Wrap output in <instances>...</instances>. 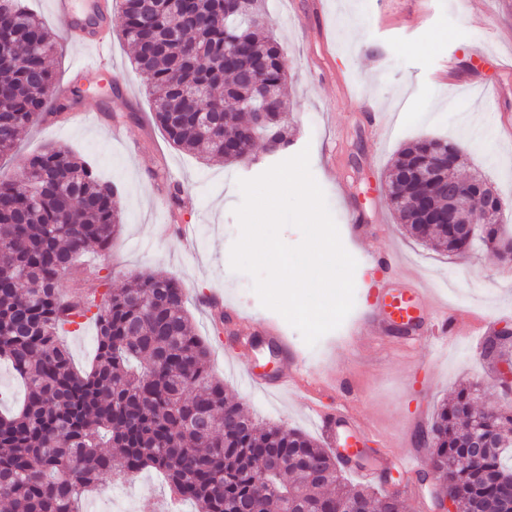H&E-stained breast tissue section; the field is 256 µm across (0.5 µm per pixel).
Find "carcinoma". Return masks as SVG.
<instances>
[{"label":"carcinoma","instance_id":"obj_1","mask_svg":"<svg viewBox=\"0 0 512 512\" xmlns=\"http://www.w3.org/2000/svg\"><path fill=\"white\" fill-rule=\"evenodd\" d=\"M262 0H119L120 33L147 78L154 123L177 148L232 164L256 140L292 145L284 49L268 31ZM0 156L32 125L62 120L51 57L54 34L26 0H0ZM264 113L256 137L247 134ZM420 138L402 146L387 195L413 238L458 254L457 225L438 224L448 198L416 207L409 177L426 158ZM25 178L0 181V360L26 387L20 407L0 414V502L7 512H81L82 495L104 475L163 473L174 497L195 512H402L396 494L344 482L338 457L306 435L256 421L226 396L210 371L184 289L162 272L135 277L101 303L65 300L63 279L90 248L104 250L122 223L111 184L70 150L50 148L24 162ZM91 320L90 370H74L59 333ZM476 397L458 389L426 433L430 465L459 512H512V405L472 427Z\"/></svg>","mask_w":512,"mask_h":512}]
</instances>
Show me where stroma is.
<instances>
[{
  "instance_id": "1",
  "label": "stroma",
  "mask_w": 512,
  "mask_h": 512,
  "mask_svg": "<svg viewBox=\"0 0 512 512\" xmlns=\"http://www.w3.org/2000/svg\"><path fill=\"white\" fill-rule=\"evenodd\" d=\"M27 2L57 35L52 63L58 81L70 88L61 104L96 117L27 130L18 154L0 157V177L22 179L24 156L63 146L115 183L123 211L110 251L83 255L76 276L62 282L65 294L99 296L153 272L175 277L197 334L210 346L212 374L259 422L316 439L311 404L333 409L345 400L375 429L360 445L367 456L376 460L390 449L412 448L419 472L428 471L429 453L418 435L459 385L478 388L480 407L500 401L496 369L481 350L493 327L512 325V265L482 245L455 256L409 237L387 199L384 174L407 141L444 136L459 142L466 158L462 174L492 184L503 205L502 223L512 231V0H267L288 60L283 94L293 144L278 153L257 145L248 161L231 165L186 153L167 140L152 120L146 78L133 70V50L121 35L112 40L111 77H97V90H88L87 76L71 70L79 53L66 48L52 0ZM76 86L87 89V96L74 98ZM357 97L385 113V124H372L354 105ZM129 112L136 119L126 125L128 139H113L110 114ZM305 148L342 244L357 261L354 314L369 308L371 289L385 277L372 255L388 256L397 270L418 276L461 324L451 343L407 349L392 336L354 340L346 320L307 345L279 313L261 305L251 278L231 269L230 250L240 234L233 213L241 201L239 180ZM172 181L184 186L176 205L167 194ZM353 216L369 236L350 237ZM178 224L194 225L195 253L181 250ZM215 290L244 321L222 324L206 314L202 300ZM268 326L309 371H342L347 391L332 385L316 394L296 388L274 396L247 385L246 372L273 380L288 369L284 355L269 352ZM419 472L397 473L392 489L404 512H436L434 482L419 479ZM115 485L112 477H102L84 512H112L119 502L133 512H162L168 505L169 489L153 470L126 480L122 500L113 497Z\"/></svg>"
}]
</instances>
